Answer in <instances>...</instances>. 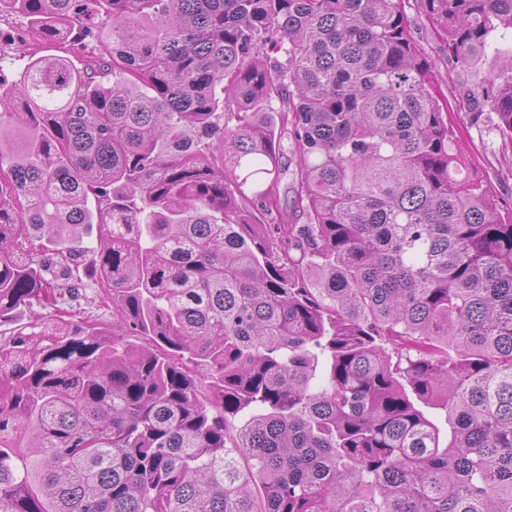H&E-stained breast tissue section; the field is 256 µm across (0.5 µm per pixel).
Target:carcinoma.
I'll use <instances>...</instances> for the list:
<instances>
[{"label":"carcinoma","mask_w":512,"mask_h":512,"mask_svg":"<svg viewBox=\"0 0 512 512\" xmlns=\"http://www.w3.org/2000/svg\"><path fill=\"white\" fill-rule=\"evenodd\" d=\"M421 2L512 143V0ZM13 12L0 324L95 285L113 322L0 336V512H512V202L404 0ZM23 49L18 41L11 50L9 42L0 44V77L8 83L20 79L28 64V54Z\"/></svg>","instance_id":"carcinoma-1"}]
</instances>
